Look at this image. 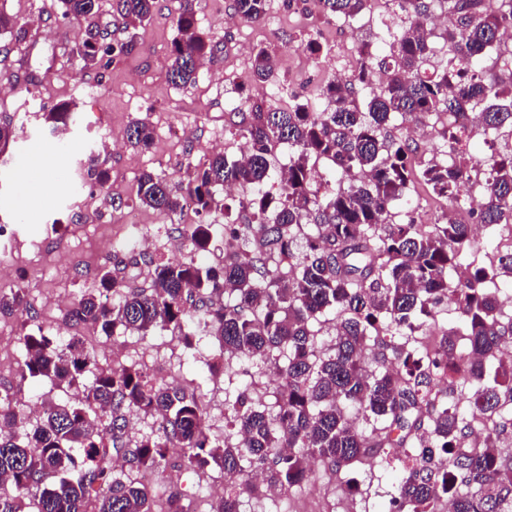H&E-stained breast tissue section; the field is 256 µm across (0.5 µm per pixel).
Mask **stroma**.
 <instances>
[{
    "mask_svg": "<svg viewBox=\"0 0 512 512\" xmlns=\"http://www.w3.org/2000/svg\"><path fill=\"white\" fill-rule=\"evenodd\" d=\"M179 0H158L151 19L125 30L114 0H98L87 17H64L61 0H0V13L34 18L26 38L0 31V83L13 86L0 94V122L11 124L14 139L0 154V225L12 236L0 244V264L8 271L0 292L23 289L35 314L23 325L20 314L0 315V386H16V406L36 412L47 398L77 401V390H51L48 382L17 385L12 371L22 353V330L41 329L68 338L72 301L97 287L99 274L117 259L110 242L121 234L128 215L145 231H161L160 260L184 262L197 258L209 264L208 254L191 255L187 227L202 223L195 209L166 214L137 206V181L150 172L177 188H186L195 168L209 158L207 146L223 143V152L236 159L245 146L235 133L233 106L243 97L278 109L296 101H315L319 86L339 71H351L354 48L360 41L380 42L387 31H400V15L392 0H373L370 11L347 22L326 16L317 0H269L259 23L228 27L230 0H196L200 29L215 47L196 83L176 86L168 79L170 48L178 36ZM100 34L107 46L134 39L132 51L98 54L85 64L76 49L88 31ZM322 50L306 51L309 40ZM266 49L276 62L271 82L251 81L250 56ZM64 100L78 110L66 133L54 132L47 112ZM146 120L154 128L149 148L133 149L123 137L129 125ZM55 151V167L39 177L17 180L14 171L33 144ZM107 174L96 183L88 168ZM100 366L143 363L165 382L196 387L205 395L206 423L212 437H224V379L212 376L207 362L215 345L202 338L186 351L175 331L149 336L108 338L84 328ZM399 474L397 465L369 457L350 471L346 480L328 476L316 464L305 491L280 499H245L244 512H388L390 493ZM150 487L157 505H164L170 484L192 499L195 512H208L214 496L229 493L233 482L224 476L176 472L163 466L153 471Z\"/></svg>",
    "mask_w": 512,
    "mask_h": 512,
    "instance_id": "1",
    "label": "stroma"
}]
</instances>
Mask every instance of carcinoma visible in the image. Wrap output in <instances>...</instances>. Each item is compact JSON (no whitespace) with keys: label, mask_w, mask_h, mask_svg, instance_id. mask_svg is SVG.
I'll return each instance as SVG.
<instances>
[{"label":"carcinoma","mask_w":512,"mask_h":512,"mask_svg":"<svg viewBox=\"0 0 512 512\" xmlns=\"http://www.w3.org/2000/svg\"><path fill=\"white\" fill-rule=\"evenodd\" d=\"M96 2L63 0L64 17L87 16ZM318 2L326 15L354 20L372 0ZM395 2L403 27L389 53L371 41L358 44L351 76L319 87L324 108L297 102L285 111L243 97L234 115L249 144L245 159L213 155L183 192L151 172L139 178V205L160 212L192 204L207 214L223 206L225 187L242 188L238 208L249 222L224 225V264L158 263L150 283L139 287L105 269L99 287L83 292L71 312L72 325L107 337L172 328L190 350L197 337L211 336L218 344L212 375L233 356L254 360L261 375L279 373L273 409L247 387L225 391L229 433L220 444L207 432L197 390L165 384L133 365L102 369L75 334L60 344L41 330L25 333L18 383L42 378L54 388L80 390L81 398L47 400L33 425L12 408L9 391L0 393V512H154L149 489L133 471L155 468L171 453L177 471L242 478L210 509L241 512L243 494L263 498L272 487L306 483L311 457L337 478L369 452L386 455L411 436L419 464L400 468L390 512H442L440 493L448 491L452 512H512V453L498 451L501 419L512 411V355L503 351L512 339V313L504 314L490 288L512 278V246L472 234L476 222L512 238V42L503 37L512 27V0ZM156 4L116 0V9L128 29ZM232 9L259 23L267 0H233ZM436 9L448 25L433 44L420 27ZM177 30L170 79L187 85L213 52L198 30L194 0H181ZM97 41L91 31L76 50L87 64ZM274 70L260 50L250 79L267 81ZM74 108L61 102L46 120L65 127ZM466 110L475 111L485 142L500 143L480 171L460 141L457 116ZM427 119L441 125L450 151L419 169L413 142L388 130L398 121ZM126 137L143 149L154 131L138 120ZM281 145L294 153L284 182L274 164ZM470 181L483 195L477 211L460 195ZM332 182L335 188L321 192ZM419 183L448 207L468 212L470 222L441 216L419 224L412 211L399 210ZM190 243L198 253L209 251L212 225H195ZM448 303L464 328L463 352L446 336L426 341ZM328 312L334 324L327 353L317 336ZM14 313L33 318L19 289L0 293V315ZM456 392L460 399L448 404ZM140 413L161 424L156 434L133 440L126 428ZM372 418L384 425L369 434L359 429V421ZM470 437L481 452L459 450ZM115 457L128 470H115ZM256 469L261 480H245ZM164 512L194 510L172 487Z\"/></svg>","instance_id":"1"}]
</instances>
